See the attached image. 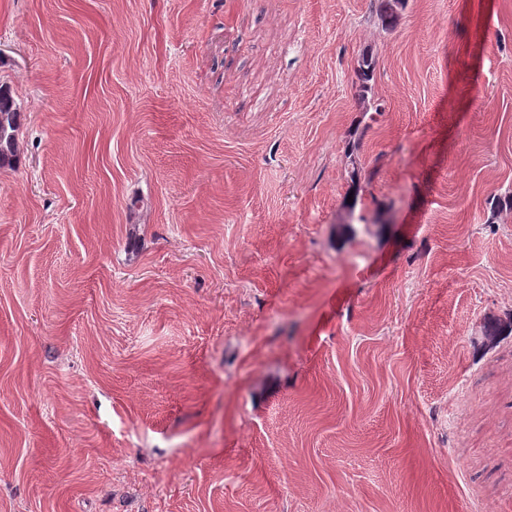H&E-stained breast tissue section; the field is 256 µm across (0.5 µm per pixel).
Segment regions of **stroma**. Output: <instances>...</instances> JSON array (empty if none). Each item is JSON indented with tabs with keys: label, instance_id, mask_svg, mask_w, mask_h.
I'll list each match as a JSON object with an SVG mask.
<instances>
[{
	"label": "stroma",
	"instance_id": "1",
	"mask_svg": "<svg viewBox=\"0 0 512 512\" xmlns=\"http://www.w3.org/2000/svg\"><path fill=\"white\" fill-rule=\"evenodd\" d=\"M0 86V512H512V0H0ZM404 3L405 0H371V11L383 27L393 29L399 21ZM376 70V61L373 56L369 55H361L357 60V65L354 69L355 73V86L357 88L359 99L369 105L370 108L374 110V112H382L381 105L375 104L372 99L368 98V95L372 91V82L374 81ZM19 112L8 91L0 87V162L12 157L16 147Z\"/></svg>",
	"mask_w": 512,
	"mask_h": 512
}]
</instances>
